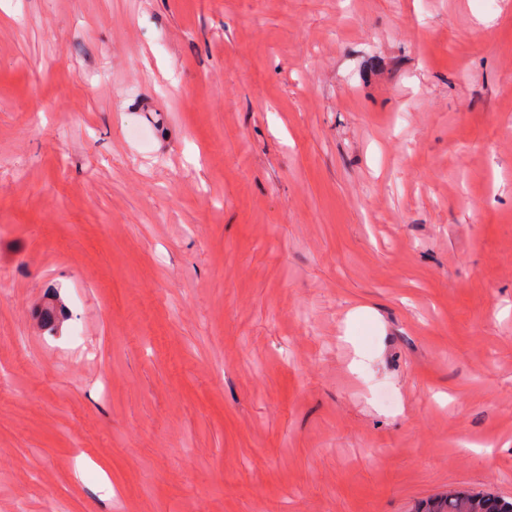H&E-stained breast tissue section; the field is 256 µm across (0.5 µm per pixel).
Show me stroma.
I'll use <instances>...</instances> for the list:
<instances>
[{
  "label": "stroma",
  "mask_w": 512,
  "mask_h": 512,
  "mask_svg": "<svg viewBox=\"0 0 512 512\" xmlns=\"http://www.w3.org/2000/svg\"><path fill=\"white\" fill-rule=\"evenodd\" d=\"M1 272L0 512L512 499V0H0Z\"/></svg>",
  "instance_id": "stroma-1"
}]
</instances>
